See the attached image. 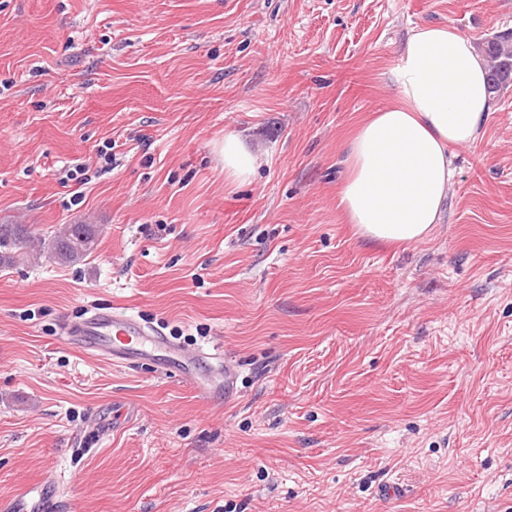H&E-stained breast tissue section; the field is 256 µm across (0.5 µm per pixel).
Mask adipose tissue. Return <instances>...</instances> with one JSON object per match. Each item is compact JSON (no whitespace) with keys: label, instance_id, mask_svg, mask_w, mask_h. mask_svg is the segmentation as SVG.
<instances>
[{"label":"adipose tissue","instance_id":"ef3b65f1","mask_svg":"<svg viewBox=\"0 0 512 512\" xmlns=\"http://www.w3.org/2000/svg\"><path fill=\"white\" fill-rule=\"evenodd\" d=\"M392 76L395 103L374 111L346 145L338 205L363 237L417 243L442 218L453 147L476 142L493 100L483 58L448 25L412 26Z\"/></svg>","mask_w":512,"mask_h":512}]
</instances>
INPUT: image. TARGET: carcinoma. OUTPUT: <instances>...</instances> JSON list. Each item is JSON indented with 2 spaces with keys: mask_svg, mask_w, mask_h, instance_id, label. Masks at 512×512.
Listing matches in <instances>:
<instances>
[{
  "mask_svg": "<svg viewBox=\"0 0 512 512\" xmlns=\"http://www.w3.org/2000/svg\"><path fill=\"white\" fill-rule=\"evenodd\" d=\"M477 49L488 64L490 90L497 97L512 87V82L498 84L504 70L512 69V37H503L494 45L481 41ZM98 235L96 224H68L46 241L35 237L28 224H0V267L16 263L30 247L38 261L44 259L59 265L76 263L93 251Z\"/></svg>",
  "mask_w": 512,
  "mask_h": 512,
  "instance_id": "obj_1",
  "label": "carcinoma"
}]
</instances>
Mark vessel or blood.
Returning a JSON list of instances; mask_svg holds the SVG:
<instances>
[{"mask_svg": "<svg viewBox=\"0 0 512 512\" xmlns=\"http://www.w3.org/2000/svg\"><path fill=\"white\" fill-rule=\"evenodd\" d=\"M61 337L78 342L84 350L111 363L151 357L162 371L180 373L202 393L207 392L208 385L199 375V368L212 373L224 360L220 348L193 351L179 348L160 329L142 323L137 315L109 306L90 308L78 321H63ZM58 500V487L47 480L31 486L25 493L1 497L0 512H56Z\"/></svg>", "mask_w": 512, "mask_h": 512, "instance_id": "vessel-or-blood-1", "label": "vessel or blood"}]
</instances>
